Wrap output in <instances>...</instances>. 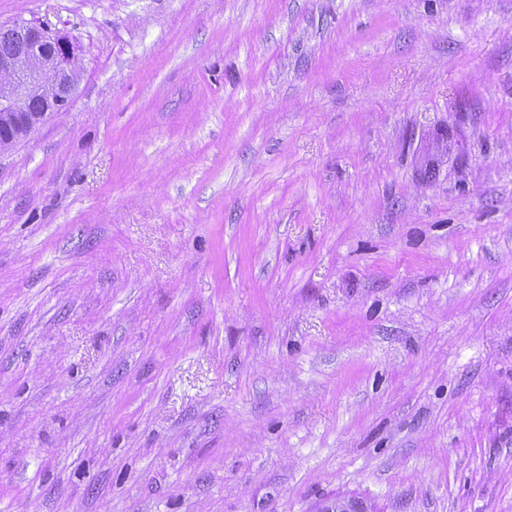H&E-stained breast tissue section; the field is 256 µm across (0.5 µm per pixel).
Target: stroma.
<instances>
[{"instance_id":"stroma-1","label":"stroma","mask_w":512,"mask_h":512,"mask_svg":"<svg viewBox=\"0 0 512 512\" xmlns=\"http://www.w3.org/2000/svg\"><path fill=\"white\" fill-rule=\"evenodd\" d=\"M80 47L0 152V512H512V0H0Z\"/></svg>"}]
</instances>
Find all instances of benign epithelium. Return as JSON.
Listing matches in <instances>:
<instances>
[{"instance_id": "benign-epithelium-1", "label": "benign epithelium", "mask_w": 512, "mask_h": 512, "mask_svg": "<svg viewBox=\"0 0 512 512\" xmlns=\"http://www.w3.org/2000/svg\"><path fill=\"white\" fill-rule=\"evenodd\" d=\"M28 32L23 56L0 53V122L12 127L9 143L24 139L55 114L64 111L77 84L74 63L78 47L42 23L24 24ZM44 101L41 112L27 111V101ZM322 512H372L351 497H338Z\"/></svg>"}]
</instances>
